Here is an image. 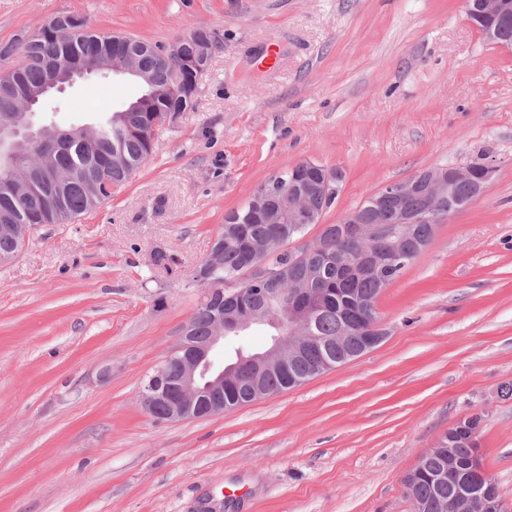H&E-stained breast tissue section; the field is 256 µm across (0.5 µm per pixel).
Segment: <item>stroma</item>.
I'll use <instances>...</instances> for the list:
<instances>
[{
	"mask_svg": "<svg viewBox=\"0 0 512 512\" xmlns=\"http://www.w3.org/2000/svg\"><path fill=\"white\" fill-rule=\"evenodd\" d=\"M63 14L161 45L204 26L224 49L120 192L34 226L0 265V512H414L406 475L473 415L512 512V48L463 0H0V46ZM271 41L272 75L256 64ZM141 93L93 76L35 120L95 126ZM304 160L341 174L310 237L424 169L497 171L380 294L375 348L221 415L154 421L139 392L199 303L186 280L225 216ZM158 251L175 274L151 275Z\"/></svg>",
	"mask_w": 512,
	"mask_h": 512,
	"instance_id": "obj_1",
	"label": "stroma"
}]
</instances>
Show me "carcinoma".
Returning <instances> with one entry per match:
<instances>
[{
    "label": "carcinoma",
    "instance_id": "carcinoma-1",
    "mask_svg": "<svg viewBox=\"0 0 512 512\" xmlns=\"http://www.w3.org/2000/svg\"><path fill=\"white\" fill-rule=\"evenodd\" d=\"M482 33H496V42L512 47V17L497 19L483 14L466 12ZM123 47L143 73L154 82L157 94L144 112H114L108 119L109 132L97 126L86 129V139L77 136V130H56L53 135L63 147L49 159L32 152L19 159L9 173L0 169V257L19 252L23 238L21 230L37 224H65L103 200L112 196V190L124 186L150 158L154 141L147 134L153 123L163 124L170 114L193 109L197 91L198 69L190 62L199 56L200 49L208 52L224 49V41L212 30L200 27L191 41L184 44V64H164L161 45L133 36L98 34L89 30L82 17L66 20L61 15L41 27V35L25 34L0 47L1 56L19 55L18 64L0 75V94L8 93L16 101L27 89L37 86L43 77L44 66L53 62L69 67L82 58L112 55L115 46ZM189 86L190 93H172L169 88L175 79ZM248 207L232 211L247 225L249 238L261 241L271 225L259 220L248 221ZM231 217L217 234V257L205 270L207 280L223 287L232 284L236 297L248 309L261 316L273 318L277 309L270 306L265 294L253 290L245 266L244 245ZM404 269L398 265L368 274L351 276L334 264H313L303 270L310 286L322 291L326 305L314 316L311 331L315 336L333 339L325 357L331 367L343 365L357 357L361 337L355 331L376 320L375 303L378 296ZM218 297L199 301L190 318L188 341L202 342L211 335L213 314ZM318 363L313 357L290 361L284 369L267 375L264 388L273 393L298 386L318 375ZM251 374L224 386V411H232L251 402L249 390ZM478 447L472 445L470 435L458 433L439 454L427 458L423 471L410 472L405 480L407 493L415 512H461L452 500L459 487L480 485L489 506H494L499 486L481 480L472 469V457Z\"/></svg>",
    "mask_w": 512,
    "mask_h": 512
}]
</instances>
